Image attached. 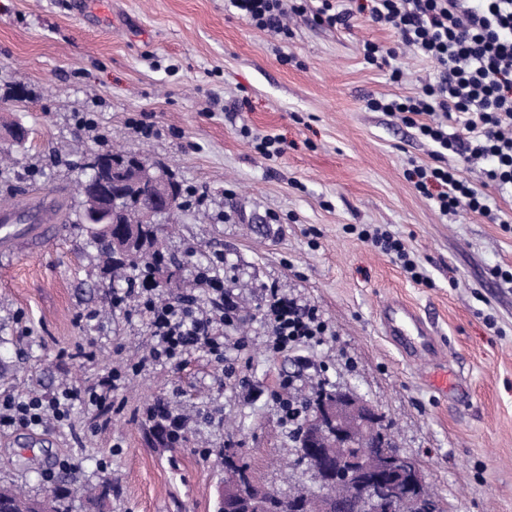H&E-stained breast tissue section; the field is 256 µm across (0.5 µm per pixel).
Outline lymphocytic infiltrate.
Listing matches in <instances>:
<instances>
[{
	"label": "lymphocytic infiltrate",
	"mask_w": 512,
	"mask_h": 512,
	"mask_svg": "<svg viewBox=\"0 0 512 512\" xmlns=\"http://www.w3.org/2000/svg\"><path fill=\"white\" fill-rule=\"evenodd\" d=\"M251 26L289 37L288 13L299 0H229ZM366 12L380 27L395 30L402 46L429 60L434 80L411 96H372L368 109L387 113L416 129L432 144L433 164L414 166L410 177L417 191L441 214L467 207L487 215L486 197L459 174L452 157L481 161L487 179L512 187V0H320L316 15L328 26L350 27L356 11ZM456 123L458 132L448 130ZM152 266H142L125 289L113 290L109 303L126 315L145 320L150 331L146 354L113 366L97 378L65 384L50 395L30 392L23 400L0 398V429L30 430L48 419L70 421L74 404L111 413L112 398L150 367L184 364L194 352L216 363L224 361V328L239 317V304L224 286V257L213 256L193 274V292L164 294ZM264 319L269 348L276 353L322 345L330 329L318 309L265 290Z\"/></svg>",
	"instance_id": "1"
}]
</instances>
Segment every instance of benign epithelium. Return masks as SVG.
I'll use <instances>...</instances> for the list:
<instances>
[{"mask_svg": "<svg viewBox=\"0 0 512 512\" xmlns=\"http://www.w3.org/2000/svg\"><path fill=\"white\" fill-rule=\"evenodd\" d=\"M131 191L144 223L174 208L173 187L150 168L132 166L114 180L94 163L79 183L87 228L120 251L132 247L134 231L112 237L113 205ZM380 425L376 405L349 389L329 391L312 405L297 448L316 489L297 503L298 512H441L439 501L420 493L426 482L417 463L376 437ZM271 499L290 497L253 475L245 490L239 474L225 472L224 512H266Z\"/></svg>", "mask_w": 512, "mask_h": 512, "instance_id": "1", "label": "benign epithelium"}]
</instances>
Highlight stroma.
I'll use <instances>...</instances> for the list:
<instances>
[{
    "label": "stroma",
    "instance_id": "1",
    "mask_svg": "<svg viewBox=\"0 0 512 512\" xmlns=\"http://www.w3.org/2000/svg\"><path fill=\"white\" fill-rule=\"evenodd\" d=\"M314 13L293 15L284 42L227 0H0V124L29 130L25 145L0 142V205L29 206L41 191L78 215L81 162L112 149L203 191L172 215L155 278L191 285L195 265L223 253L224 283L241 304L224 358L249 380L224 378L197 352L116 393L110 419L79 406L65 426L2 431L0 486L53 496L65 484L45 474L71 457L78 483L112 488L101 505L68 491L72 512H217L229 449L281 491L309 487L275 402L290 377L301 401L324 382L373 402L445 512H512V193L463 163L491 216H445L422 197L408 171L431 163L430 145L366 99L414 94L434 77L431 63L400 49L406 78L391 82L365 64L362 45L397 47L393 31L363 15L334 28ZM83 117L95 130L79 128ZM264 135L284 138L278 159L255 151ZM375 228L402 240L423 281L359 238ZM124 285L76 224H49L39 249L0 250V396L49 393L139 352L145 321L107 304ZM271 285L319 309L325 344L269 351ZM394 300L427 322L433 358L387 336L380 314ZM90 310L97 319L76 324ZM91 342L96 359L77 357ZM444 374L454 381L446 390L435 383ZM161 397L188 418L172 448L144 434Z\"/></svg>",
    "mask_w": 512,
    "mask_h": 512
}]
</instances>
